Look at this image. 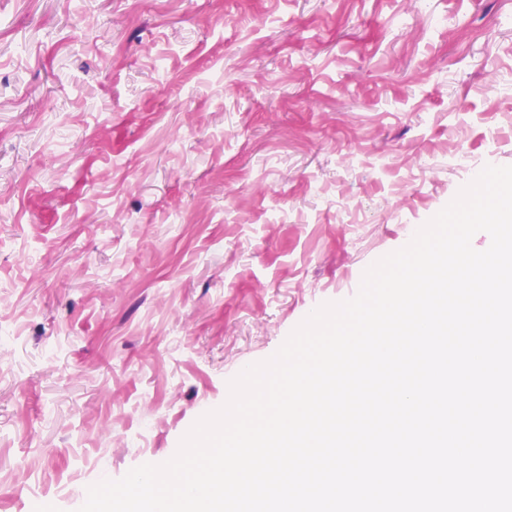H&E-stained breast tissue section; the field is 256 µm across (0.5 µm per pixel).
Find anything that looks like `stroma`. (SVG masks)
Segmentation results:
<instances>
[{"label": "stroma", "instance_id": "stroma-1", "mask_svg": "<svg viewBox=\"0 0 512 512\" xmlns=\"http://www.w3.org/2000/svg\"><path fill=\"white\" fill-rule=\"evenodd\" d=\"M512 165V0H0V512H78Z\"/></svg>", "mask_w": 512, "mask_h": 512}]
</instances>
